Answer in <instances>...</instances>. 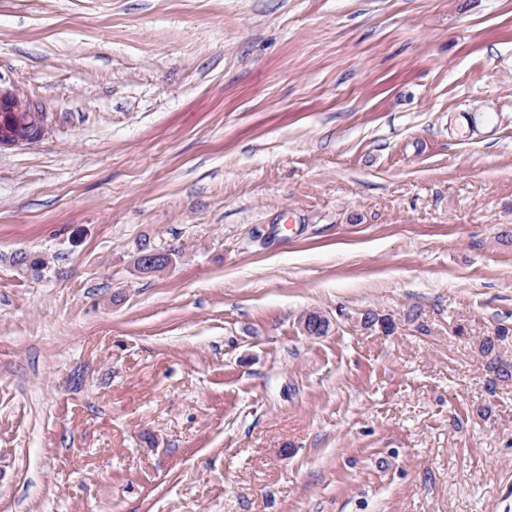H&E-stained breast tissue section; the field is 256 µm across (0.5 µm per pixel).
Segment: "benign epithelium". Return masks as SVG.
Wrapping results in <instances>:
<instances>
[{
  "mask_svg": "<svg viewBox=\"0 0 512 512\" xmlns=\"http://www.w3.org/2000/svg\"><path fill=\"white\" fill-rule=\"evenodd\" d=\"M48 115L31 98L0 87V149L31 144L43 134Z\"/></svg>",
  "mask_w": 512,
  "mask_h": 512,
  "instance_id": "benign-epithelium-1",
  "label": "benign epithelium"
}]
</instances>
